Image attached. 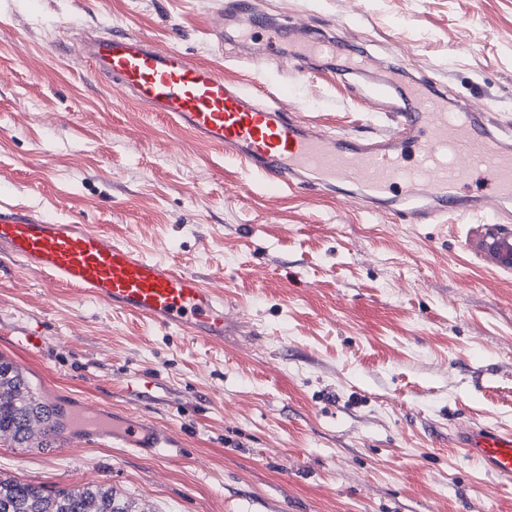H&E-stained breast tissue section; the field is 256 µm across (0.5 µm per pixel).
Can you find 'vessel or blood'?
<instances>
[{
  "instance_id": "b4317fda",
  "label": "vessel or blood",
  "mask_w": 512,
  "mask_h": 512,
  "mask_svg": "<svg viewBox=\"0 0 512 512\" xmlns=\"http://www.w3.org/2000/svg\"><path fill=\"white\" fill-rule=\"evenodd\" d=\"M264 34L277 50L280 29L244 16L239 36ZM83 50L96 70L118 80L137 104L160 112L194 139L222 146L225 154L260 177L266 188H317L357 198L364 208L394 201L413 224H443L448 218L481 213L512 215V136L493 113L461 108L428 84L408 85L389 123L367 138L330 134L255 94L225 81L221 69L197 63L177 50L156 52L132 31L85 40ZM337 59L338 74L367 69L369 59L350 50L343 35H317L297 44L291 58L308 65L320 56ZM486 192L461 195L474 178ZM23 267L46 273L55 283L77 288L115 310L162 328L203 339L224 337V300L195 274L177 271L87 224L58 223L23 207L0 206V251ZM98 436L121 433L133 447L159 448L162 438L144 439L140 421L115 424L108 406L95 414ZM455 442L491 475L512 479V432L475 425Z\"/></svg>"
}]
</instances>
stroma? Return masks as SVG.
Listing matches in <instances>:
<instances>
[{
	"label": "stroma",
	"instance_id": "stroma-1",
	"mask_svg": "<svg viewBox=\"0 0 512 512\" xmlns=\"http://www.w3.org/2000/svg\"><path fill=\"white\" fill-rule=\"evenodd\" d=\"M284 30L334 32L376 76L309 70L237 41L230 0H0V205L111 231L224 297L207 341L112 310L0 252V353L65 409L167 432L46 447L0 440V473L105 483L147 512H512V480L454 442L512 428V267L477 242L512 220L411 224L258 177L105 82L82 49L132 29L221 68L328 132L400 103L390 66L512 128V0H252ZM41 337L29 352L20 337Z\"/></svg>",
	"mask_w": 512,
	"mask_h": 512
}]
</instances>
